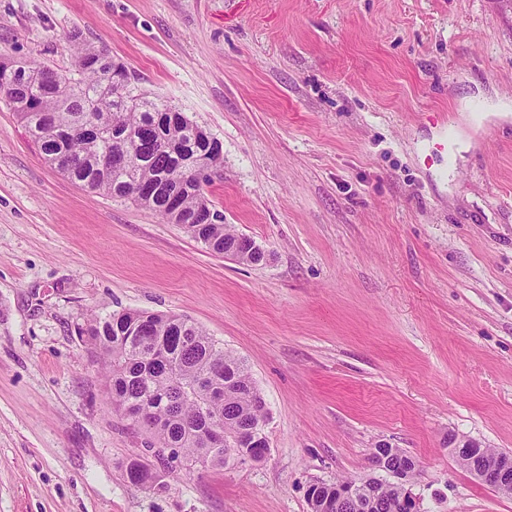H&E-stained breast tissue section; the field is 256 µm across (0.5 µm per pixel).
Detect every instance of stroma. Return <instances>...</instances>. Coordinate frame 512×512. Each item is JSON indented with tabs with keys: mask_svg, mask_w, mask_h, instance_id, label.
<instances>
[{
	"mask_svg": "<svg viewBox=\"0 0 512 512\" xmlns=\"http://www.w3.org/2000/svg\"><path fill=\"white\" fill-rule=\"evenodd\" d=\"M74 30L221 142L206 196L267 259L80 187L0 100V512H310V486L381 447L417 460L418 512H512L452 453H512L499 0H0L2 53L68 70ZM124 309L186 316L246 362L265 460L128 482L148 436L75 333ZM137 459L131 460L126 465L125 471L128 478H130V483L143 489L161 490L164 488L157 472H154L149 464L138 462ZM134 473H141V476L137 478Z\"/></svg>",
	"mask_w": 512,
	"mask_h": 512,
	"instance_id": "stroma-1",
	"label": "stroma"
}]
</instances>
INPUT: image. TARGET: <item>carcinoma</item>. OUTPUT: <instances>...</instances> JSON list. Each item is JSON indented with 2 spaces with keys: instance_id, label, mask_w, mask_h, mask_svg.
<instances>
[{
  "instance_id": "1",
  "label": "carcinoma",
  "mask_w": 512,
  "mask_h": 512,
  "mask_svg": "<svg viewBox=\"0 0 512 512\" xmlns=\"http://www.w3.org/2000/svg\"><path fill=\"white\" fill-rule=\"evenodd\" d=\"M74 72L62 73L32 61L0 57V98L17 114L38 143L44 160L91 191L117 198L166 196L180 187L179 215L170 208L154 212L183 228L216 254L234 247L241 262L260 263L250 240H243L211 208L203 191L208 171L220 166L222 143L208 142L196 124L172 111L158 97L135 85L124 66L102 49L75 44ZM128 160L105 168L102 157ZM93 345L105 349V386L113 408L134 425L147 422L152 448H171V458L188 465H224L229 455L251 459L264 449L249 445L246 429L267 419L266 401L246 365L224 351L202 327L176 314L122 310L96 316L77 328ZM224 422V446L214 448L204 432L208 421ZM130 483L143 489L164 488L160 476L136 459L126 465ZM379 497L375 512H408L403 486L368 476ZM355 479L320 487L315 505L336 512V487Z\"/></svg>"
}]
</instances>
